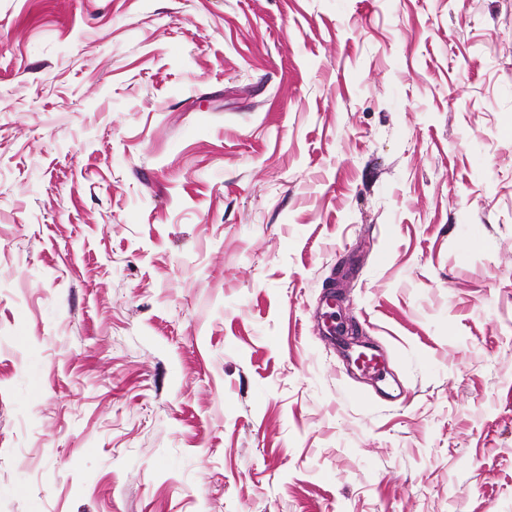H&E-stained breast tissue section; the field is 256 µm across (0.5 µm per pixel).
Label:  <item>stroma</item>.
<instances>
[{
  "mask_svg": "<svg viewBox=\"0 0 512 512\" xmlns=\"http://www.w3.org/2000/svg\"><path fill=\"white\" fill-rule=\"evenodd\" d=\"M0 512H512V0H0Z\"/></svg>",
  "mask_w": 512,
  "mask_h": 512,
  "instance_id": "1",
  "label": "stroma"
}]
</instances>
